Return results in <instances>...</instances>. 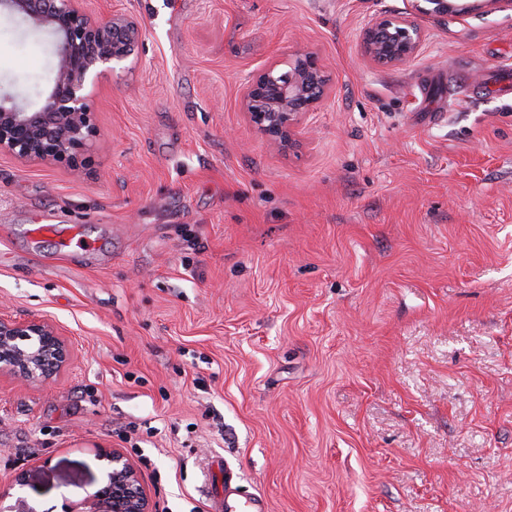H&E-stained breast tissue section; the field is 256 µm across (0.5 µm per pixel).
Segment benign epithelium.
Returning a JSON list of instances; mask_svg holds the SVG:
<instances>
[{"label": "benign epithelium", "mask_w": 512, "mask_h": 512, "mask_svg": "<svg viewBox=\"0 0 512 512\" xmlns=\"http://www.w3.org/2000/svg\"><path fill=\"white\" fill-rule=\"evenodd\" d=\"M81 0H0V17H22L55 37L52 86L39 108L19 96L0 97V153L24 161L67 163L79 169L95 136L88 87L98 70L119 65L134 53L143 36L139 23L115 11L106 20L88 15ZM512 0H407L396 17L368 22L364 53L387 64L415 57L425 38L421 18L455 20L482 13L490 5ZM329 94V77L318 57L300 53L279 69L271 63L244 86L240 105L249 127L270 146L288 153L300 144L304 121ZM70 359V348L52 323L0 316V372L22 382H48ZM112 500L97 490L89 495L88 512H152L136 469L120 452L108 455Z\"/></svg>", "instance_id": "7a95c632"}]
</instances>
